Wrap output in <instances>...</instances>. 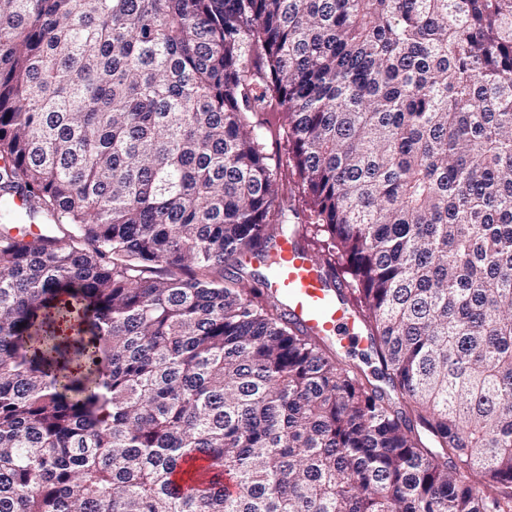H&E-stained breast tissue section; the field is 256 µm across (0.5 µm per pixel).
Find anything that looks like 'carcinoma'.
<instances>
[{"instance_id":"obj_1","label":"carcinoma","mask_w":512,"mask_h":512,"mask_svg":"<svg viewBox=\"0 0 512 512\" xmlns=\"http://www.w3.org/2000/svg\"><path fill=\"white\" fill-rule=\"evenodd\" d=\"M0 512H512V0H0ZM278 260L270 276L272 290L288 300V309L320 336H333L358 343L359 325L338 299L335 288H327L320 271L287 239L278 245ZM330 342L331 347L346 361H350V363L359 366L374 383L382 384V382L377 381L378 379L374 376L373 371L377 368L378 363H376L373 354L370 352L369 344L366 340L356 345H347L337 339H331Z\"/></svg>"}]
</instances>
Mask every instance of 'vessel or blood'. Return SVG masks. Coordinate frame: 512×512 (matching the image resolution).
Wrapping results in <instances>:
<instances>
[{"label":"vessel or blood","instance_id":"vessel-or-blood-1","mask_svg":"<svg viewBox=\"0 0 512 512\" xmlns=\"http://www.w3.org/2000/svg\"><path fill=\"white\" fill-rule=\"evenodd\" d=\"M278 260L270 276L272 290L288 300L289 309L309 329L356 343L360 333L352 314L326 287L320 271L287 239L278 245Z\"/></svg>","mask_w":512,"mask_h":512}]
</instances>
